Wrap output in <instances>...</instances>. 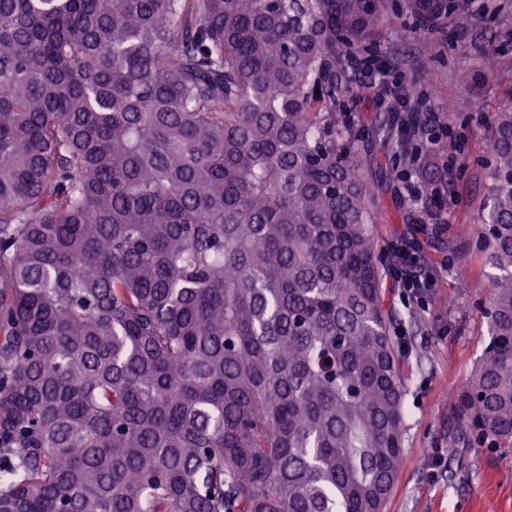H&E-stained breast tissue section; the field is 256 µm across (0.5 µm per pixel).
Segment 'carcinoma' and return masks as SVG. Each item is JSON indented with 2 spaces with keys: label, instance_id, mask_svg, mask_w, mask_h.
<instances>
[{
  "label": "carcinoma",
  "instance_id": "1",
  "mask_svg": "<svg viewBox=\"0 0 512 512\" xmlns=\"http://www.w3.org/2000/svg\"><path fill=\"white\" fill-rule=\"evenodd\" d=\"M392 0H0V512H383L403 356L383 261L432 259L448 161L386 80ZM424 40L491 3L406 0ZM371 135L403 173L371 163ZM468 237L489 341L448 452L512 447V102ZM419 197L382 211L377 187Z\"/></svg>",
  "mask_w": 512,
  "mask_h": 512
}]
</instances>
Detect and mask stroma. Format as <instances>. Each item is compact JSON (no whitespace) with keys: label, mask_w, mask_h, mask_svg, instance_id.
I'll list each match as a JSON object with an SVG mask.
<instances>
[{"label":"stroma","mask_w":512,"mask_h":512,"mask_svg":"<svg viewBox=\"0 0 512 512\" xmlns=\"http://www.w3.org/2000/svg\"><path fill=\"white\" fill-rule=\"evenodd\" d=\"M497 13L471 28L445 22L428 40L408 36L411 20L392 17L386 41L399 60L391 78L424 98L448 129V150L465 158L453 170L447 240L481 223L489 194L488 133L501 104L512 96V0H494ZM499 53L494 75L479 78L469 94L454 79L460 68L478 69L479 55ZM467 273L435 274L431 287L409 291L387 274L398 335L409 348L404 365L403 458L385 512H512V448L478 446L449 452V396L469 378L487 341L480 305L490 288V268L475 246L464 250Z\"/></svg>","instance_id":"1"}]
</instances>
